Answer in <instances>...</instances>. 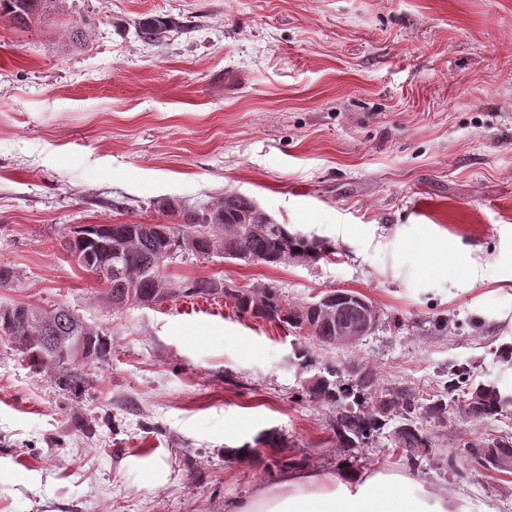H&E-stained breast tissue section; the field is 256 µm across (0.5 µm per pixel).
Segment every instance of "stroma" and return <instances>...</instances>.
<instances>
[{
    "label": "stroma",
    "mask_w": 512,
    "mask_h": 512,
    "mask_svg": "<svg viewBox=\"0 0 512 512\" xmlns=\"http://www.w3.org/2000/svg\"><path fill=\"white\" fill-rule=\"evenodd\" d=\"M146 16L182 27L147 45ZM230 194L335 259L178 257L174 284H273L293 303L355 291L375 331L324 348L222 297L113 310L63 247L82 224H166L161 199ZM0 264L19 275L0 305L65 304L112 344L75 395L0 343V512H224L275 484L282 457L336 473V409L302 396L326 364L420 396L451 364L512 384V0H63L42 23L0 16ZM418 422L434 444L420 467L382 436L356 469L512 512V471L468 452L512 437V419L452 404L447 425Z\"/></svg>",
    "instance_id": "1"
}]
</instances>
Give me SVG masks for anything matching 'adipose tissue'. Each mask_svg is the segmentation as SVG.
Here are the masks:
<instances>
[{
    "mask_svg": "<svg viewBox=\"0 0 512 512\" xmlns=\"http://www.w3.org/2000/svg\"><path fill=\"white\" fill-rule=\"evenodd\" d=\"M230 512H461L456 500L387 468H345L336 475L284 472L272 488Z\"/></svg>",
    "mask_w": 512,
    "mask_h": 512,
    "instance_id": "obj_1",
    "label": "adipose tissue"
}]
</instances>
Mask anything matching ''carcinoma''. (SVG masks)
<instances>
[{
	"mask_svg": "<svg viewBox=\"0 0 512 512\" xmlns=\"http://www.w3.org/2000/svg\"><path fill=\"white\" fill-rule=\"evenodd\" d=\"M61 0H0V15H8L19 25H29L45 18L58 8ZM180 23L171 19L146 18L138 23L137 35L147 43H160L167 39ZM158 210L180 218L178 224H110L109 233L99 235L93 231L89 237L65 242L70 255L78 265L97 275L106 284V296L112 298V306L127 304L128 287L135 294L158 304L169 298L227 297L237 312L252 318L275 323L282 328L302 329L308 325V333L315 342L333 347L336 327L353 324L360 317V305L343 300L333 304L334 314L323 318L317 311V301L293 304L281 289L267 284L260 289L228 288L216 278L190 280L179 288L172 287L166 274L156 272L155 261L159 254H177L178 240L193 226L207 225L209 232L196 241L197 255H211L215 242L222 244L224 258L244 264L264 263L276 266L285 263L279 256L297 254L304 262L316 264L336 257L331 242L315 240L297 232H290L287 225L268 218L256 209L253 200L242 195H229L214 206L179 205L172 208L166 200L157 203ZM136 235V249L124 252L120 258L121 275L106 277L99 269L100 243L104 240L117 246L128 235ZM40 306L17 302L0 306V342H7L20 355L30 369L39 371L45 367L58 370L59 384L77 392L86 382V368L105 361L110 354L111 343L103 335L87 341L82 335L81 318L63 304L56 305L57 316L50 332H45L42 321L35 312ZM83 353L80 362L68 359L71 351ZM305 396L312 402L336 407V441L340 447L352 451L370 442L383 431L395 447L402 449L409 464L416 468L434 447L423 427L414 416H424L440 423L447 422L448 402L469 400L466 412L478 419H496L512 414V385L476 381L462 365L448 366V381L442 390L428 396L422 405L416 402L412 392L389 388L380 382L377 374L366 367L347 370L327 365L318 377L305 387ZM495 448L512 455V439H493L481 448L470 449L477 462H483L486 452Z\"/></svg>",
	"mask_w": 512,
	"mask_h": 512,
	"instance_id": "obj_1",
	"label": "carcinoma"
}]
</instances>
